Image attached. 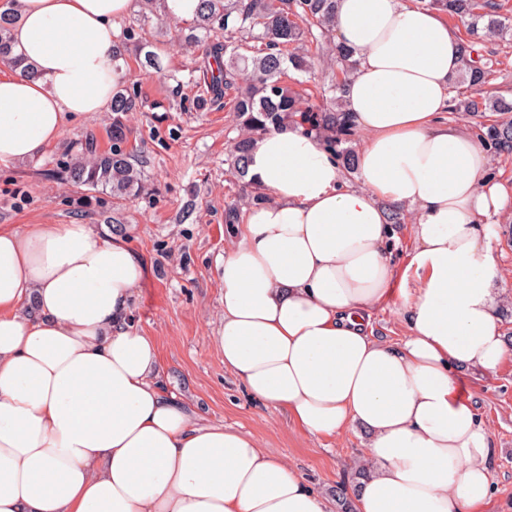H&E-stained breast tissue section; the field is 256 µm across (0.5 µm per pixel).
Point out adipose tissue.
<instances>
[{"instance_id": "1", "label": "adipose tissue", "mask_w": 512, "mask_h": 512, "mask_svg": "<svg viewBox=\"0 0 512 512\" xmlns=\"http://www.w3.org/2000/svg\"><path fill=\"white\" fill-rule=\"evenodd\" d=\"M0 71V167L41 155L69 117L104 111L132 0H19ZM361 135L355 182L318 136L272 130L219 265L224 368L301 433L366 435L355 512H479L494 494L490 434L459 395L496 371L491 217L512 186L489 178L475 133L449 123L462 40L414 0H337ZM410 210L392 261L391 208ZM144 269L126 238L86 224L0 225V512H327L324 498L246 432L198 425L161 381L157 342L129 322ZM399 297L407 333L371 311ZM399 307V300L394 298L372 312L375 336L392 344L399 343L406 334L405 320L399 312Z\"/></svg>"}]
</instances>
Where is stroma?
Returning a JSON list of instances; mask_svg holds the SVG:
<instances>
[{"label": "stroma", "mask_w": 512, "mask_h": 512, "mask_svg": "<svg viewBox=\"0 0 512 512\" xmlns=\"http://www.w3.org/2000/svg\"><path fill=\"white\" fill-rule=\"evenodd\" d=\"M159 39L163 71L142 68L132 56L123 66L127 86L143 101L127 116L124 144L144 173L143 194L122 200L67 179L75 158L112 146L111 111L89 112L69 119L61 140L39 157L0 168V225L82 223L123 234L145 268L129 319L156 337L168 392L201 423L252 434L264 451L328 494L347 482V466L361 457L366 436L357 427L339 436H304L286 411L259 401L225 371L216 342L224 318L217 263L236 238L224 209L250 206L225 162L238 129L227 107H196L191 73L201 63L199 52L181 46L172 31ZM476 48L493 62L487 91L512 97V39H481ZM494 230L498 305L505 310L500 329L512 348V215L496 217ZM462 395L484 419L495 448L496 493L483 512H512V351L495 372L466 370Z\"/></svg>", "instance_id": "35a3bbf8"}]
</instances>
